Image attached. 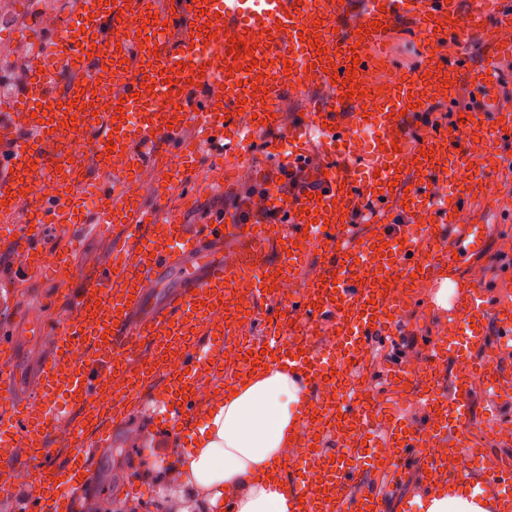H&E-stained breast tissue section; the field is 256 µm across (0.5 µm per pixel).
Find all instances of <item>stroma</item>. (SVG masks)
Returning <instances> with one entry per match:
<instances>
[{
	"label": "stroma",
	"instance_id": "1",
	"mask_svg": "<svg viewBox=\"0 0 512 512\" xmlns=\"http://www.w3.org/2000/svg\"><path fill=\"white\" fill-rule=\"evenodd\" d=\"M74 0H10L4 15L0 16V104L6 103L17 89L23 73L26 54L19 43L37 46L42 24H60L69 20ZM331 164L317 143H309L303 158L294 166V178L285 184V196H293L310 184L319 182ZM214 170L211 163L200 164L191 182V191L198 197L193 207H184L179 194H170L168 204L180 210L184 223L204 224L218 215H235L244 208L255 207L263 201L266 190L280 184L277 162L264 150L250 152L231 189L212 185ZM468 221L452 225L448 237L471 232L481 237L482 254L470 259L459 269L466 280H476L486 289L485 298L501 304L512 302V266L504 267L499 257L505 233H512V211L507 212L478 203L467 210ZM45 242L51 247L73 248L77 275L69 287L77 290L84 286L107 261L112 253V232H98L51 227ZM0 282L11 284L16 291L13 307L0 311V323L11 326L16 337L14 369L18 381V399L30 395V387L38 372L39 363L52 349V343L41 327L46 323L48 310L56 300V284L51 271L28 274L15 273L12 265L0 264ZM436 311L416 305L385 329L369 344V359L356 369L372 388L376 397L388 407L397 409L411 423H419L425 411L421 406L408 405L403 395L395 393L388 375L396 364L422 350L421 339L439 323ZM163 440L170 447H184L185 441L176 431L160 423L150 402L115 423L105 444L98 448L94 471L87 487L77 493V512H99L100 507L133 500L140 512H161L160 506L169 494L159 479L160 458L152 457L151 442ZM416 466H409L400 483H391L387 473L363 470L362 478L387 492L391 499V512H421L412 505L411 497L417 484Z\"/></svg>",
	"mask_w": 512,
	"mask_h": 512
}]
</instances>
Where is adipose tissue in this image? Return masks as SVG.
<instances>
[{
  "instance_id": "1",
  "label": "adipose tissue",
  "mask_w": 512,
  "mask_h": 512,
  "mask_svg": "<svg viewBox=\"0 0 512 512\" xmlns=\"http://www.w3.org/2000/svg\"><path fill=\"white\" fill-rule=\"evenodd\" d=\"M302 390L292 368L271 366L225 394L174 453L168 473L175 486L167 512H294L295 496L273 482L274 462L292 441ZM424 512H491L493 504L454 487L421 498Z\"/></svg>"
}]
</instances>
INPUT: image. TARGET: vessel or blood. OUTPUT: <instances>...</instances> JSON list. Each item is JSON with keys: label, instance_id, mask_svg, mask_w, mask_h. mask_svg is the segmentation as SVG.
Here are the masks:
<instances>
[{"label": "vessel or blood", "instance_id": "obj_1", "mask_svg": "<svg viewBox=\"0 0 512 512\" xmlns=\"http://www.w3.org/2000/svg\"><path fill=\"white\" fill-rule=\"evenodd\" d=\"M74 14V25L54 27L26 58L22 90L0 114V143L9 147L0 214L25 208L23 224L0 226V246L27 254L30 268L38 269L47 251L46 225H115L122 237L93 280L65 293L69 310L51 321L55 344L35 378L36 402L17 401L14 339L0 334V495L13 493L11 473L22 453L30 474L22 512H70L73 492L89 478L113 422L146 396L168 427L190 431L224 394L217 384L209 393L198 391L196 377L222 375L225 349L248 348L259 366L292 363L303 388L298 433L319 440L353 431L364 439L324 455L320 481L299 475L288 456L280 457L275 476L296 488V512H389L388 494L358 483L364 460L389 470L395 483L406 464L418 463L422 491L479 479L498 512H512L511 463L491 474L468 467L449 477L441 462L468 446V377H456L447 393L438 375H430L417 391L429 419L417 426L381 405L364 410L346 392L329 405L317 396L322 380L343 373L350 352L400 316L395 297L417 277L434 291L453 283L450 306L464 325V340L438 350L440 357L472 361L495 328L512 343V306L489 304L481 285L456 278L462 261L480 250V238L467 235L454 244L443 238L460 212L487 200L503 165L498 145L512 139V107L498 95L497 69L498 59L512 55V0H470L464 11L457 0H366L357 13L350 0H77ZM404 19L421 43L411 74L378 52L388 30ZM375 21L380 29H372ZM469 31L489 50L475 67L467 65L461 41ZM306 32L316 42L303 40ZM234 41L240 48L232 55ZM353 55L360 62L352 74ZM106 69L121 77L109 92L96 84ZM463 78L480 108L470 118L429 128L420 146L410 147L403 109L413 104L423 112L450 101ZM307 83L331 87L333 95L313 103L289 134V159L297 161L303 140L314 136L336 163L322 177L319 197L278 201L281 223L229 218L191 231L164 199L150 207L136 192L148 166L164 172L167 190L180 193L195 160L240 161L256 132L282 126L283 87ZM245 111L257 115L254 126H242ZM188 126L196 136L187 140ZM365 127L373 140L360 152L354 137ZM74 131L91 149L79 164L66 147ZM477 155L483 164L474 169ZM92 169L103 179L88 210L76 185ZM446 179L452 198L440 202L433 187ZM395 195L408 208L405 223L392 225L386 205ZM362 214L375 233L359 241L349 229ZM228 237L245 244L229 260L222 254ZM274 238L284 254L271 261L265 252ZM312 238L327 262L318 279L289 300L294 326L286 330L273 321L260 342L245 346L244 324L257 318L261 305H279L277 275L299 270ZM379 249L382 266L366 272L365 260ZM172 265L182 271L180 289L163 305H149V289ZM330 318L338 331L331 357L315 345ZM62 431L70 454L54 466V436Z\"/></svg>", "mask_w": 512, "mask_h": 512}]
</instances>
